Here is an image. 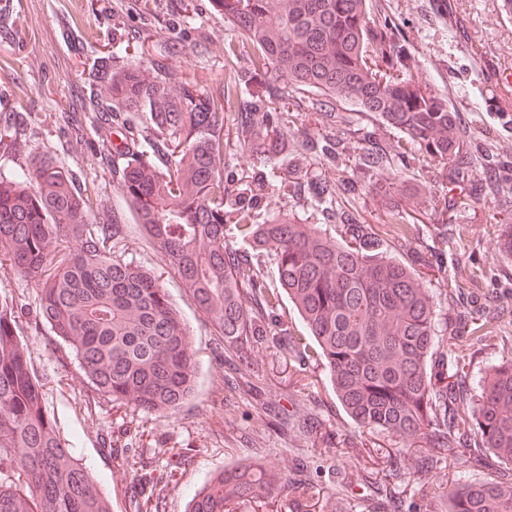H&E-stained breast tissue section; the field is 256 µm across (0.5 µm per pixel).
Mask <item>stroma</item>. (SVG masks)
<instances>
[{
  "instance_id": "stroma-1",
  "label": "stroma",
  "mask_w": 512,
  "mask_h": 512,
  "mask_svg": "<svg viewBox=\"0 0 512 512\" xmlns=\"http://www.w3.org/2000/svg\"><path fill=\"white\" fill-rule=\"evenodd\" d=\"M16 5L15 22L0 19V128L22 122V150L0 149V173L26 168L31 156H52L76 177L78 191L92 196V224H116L122 233L126 261L157 277L186 322L197 362L193 394L177 410L157 413L138 406L115 405L100 395L78 361L38 312L33 279L0 268V297L12 300L16 334L28 350L31 375L43 386L45 402L61 437L82 460L111 504L112 512H132L131 502L145 473L164 471L171 456L186 450L189 460L173 481L159 484L160 512H185L195 491L224 467L258 458L292 483L311 485L315 503L298 507L294 498L271 493L232 512H416L431 503L447 512L443 484L511 479L482 441L466 456L449 451L438 463L411 467L399 455L397 441L366 435L348 440L352 422L337 401L318 362L305 358L302 340L289 348L271 344L228 353L217 348L209 323L197 311L177 274L140 233L131 211L118 197L112 178V155L123 137H136L145 118L125 114L124 134L103 136L99 123L85 115L81 102L89 95L88 60L109 51L113 41L135 45L139 32L158 31L183 52L174 69L198 70L206 90L224 86L235 93L233 75L249 68L245 55L225 54L236 33L216 12L211 0H192L180 10L178 0H9ZM448 12L436 15L432 0H385L384 7L410 44L409 75L416 82L448 96V102L471 131L494 129V151L512 161V88L500 91L491 67L512 70V14L502 0H447ZM348 128L363 129L388 149H405L407 163H394L380 179L381 189L352 197L364 222L378 228L393 255L406 261L422 256L443 260L448 278L431 282L437 307L450 313V297L459 271L477 272L484 287L497 289L481 332L448 322L443 341L449 354L466 364L462 408L473 413L480 380L494 362L512 358V260L496 245L494 227L503 200L458 204L448 232L435 234L443 206L435 182L437 165L407 146L395 129L365 114H347ZM322 207L268 191L260 205L262 217L288 215L305 224L321 219ZM413 225L410 245L396 239L399 225ZM257 361L254 383L269 391L272 408L251 395L226 396L225 384L238 368ZM385 463L392 500L365 501L362 454ZM135 467H127V458Z\"/></svg>"
}]
</instances>
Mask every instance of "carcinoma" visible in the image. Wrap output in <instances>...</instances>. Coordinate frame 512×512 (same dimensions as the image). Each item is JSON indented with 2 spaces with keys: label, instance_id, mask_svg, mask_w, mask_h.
I'll return each mask as SVG.
<instances>
[{
  "label": "carcinoma",
  "instance_id": "obj_1",
  "mask_svg": "<svg viewBox=\"0 0 512 512\" xmlns=\"http://www.w3.org/2000/svg\"><path fill=\"white\" fill-rule=\"evenodd\" d=\"M253 51L227 99L206 93L194 72H171L172 47L154 31L137 38L139 62L114 66L123 42L92 58L95 113L140 112V139L124 143L119 194L137 224L180 275L183 288L229 351L269 340L290 344L292 330L274 322L282 296L312 336L336 399L361 434L375 431L405 446L427 445L437 457L476 426L499 461L512 466V359L492 364L481 380L475 424L459 411L466 377L438 354L441 317L425 273L387 255L385 240L357 210L338 201L390 168L387 150L361 148L363 178L332 182L312 175L308 159L336 164L345 145L336 134L288 140L290 107L320 113L329 127L349 106L403 134L439 161L444 206L459 191L488 202L512 194L506 162L492 136L465 130L448 96L408 77L411 51L394 24L371 15L370 0H213ZM235 144L257 161L224 183L226 111ZM481 175H473L475 163ZM324 204L340 233L296 219H260L261 192ZM90 197L45 156L23 173L0 175V268L39 287L42 317L79 361L96 390L117 404L148 411L177 409L196 386L189 332L169 295L148 272L124 259L111 224H89ZM500 250L512 256V212L501 220ZM457 319L478 331L488 299L468 280ZM0 512H110L108 500L71 449L31 376L15 336L14 306L0 299ZM288 483L263 463L226 468L192 499L188 512H226ZM448 512H512V482H460Z\"/></svg>",
  "mask_w": 512,
  "mask_h": 512
}]
</instances>
